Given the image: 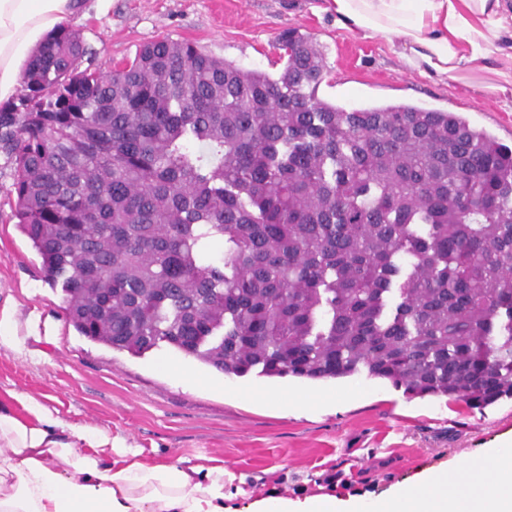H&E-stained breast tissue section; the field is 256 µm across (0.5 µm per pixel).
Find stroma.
Here are the masks:
<instances>
[{"label":"stroma","mask_w":512,"mask_h":512,"mask_svg":"<svg viewBox=\"0 0 512 512\" xmlns=\"http://www.w3.org/2000/svg\"><path fill=\"white\" fill-rule=\"evenodd\" d=\"M68 25L92 49L86 67L108 71L167 37L269 74L287 27L323 49L318 95L347 108L409 103L457 112L512 148V106L479 84L408 69L393 40L337 27L322 0H81ZM16 224L0 220V308L18 323L39 320L30 356L0 345V392L49 400L70 423L106 429L149 460L224 462V505L248 512L269 495L376 497L450 470L512 442V399L482 408L446 398H409L363 375L324 382L227 377L161 346L137 357L81 336L65 316L61 287ZM167 362L169 370L158 367Z\"/></svg>","instance_id":"1"}]
</instances>
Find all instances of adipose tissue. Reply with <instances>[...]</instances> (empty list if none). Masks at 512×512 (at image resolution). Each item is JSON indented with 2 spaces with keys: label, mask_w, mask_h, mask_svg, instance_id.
Masks as SVG:
<instances>
[{
  "label": "adipose tissue",
  "mask_w": 512,
  "mask_h": 512,
  "mask_svg": "<svg viewBox=\"0 0 512 512\" xmlns=\"http://www.w3.org/2000/svg\"><path fill=\"white\" fill-rule=\"evenodd\" d=\"M339 27L395 37L420 74L475 79L505 54L512 0H323ZM79 8L77 0H0V102L31 54ZM0 512H225L224 463L149 461L125 438L63 421L26 393L0 398ZM250 512H512V450L491 448L456 469L369 500L266 496Z\"/></svg>",
  "instance_id": "adipose-tissue-1"
}]
</instances>
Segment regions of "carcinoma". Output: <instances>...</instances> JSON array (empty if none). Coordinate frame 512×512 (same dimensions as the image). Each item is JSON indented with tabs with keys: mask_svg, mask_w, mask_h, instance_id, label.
Returning <instances> with one entry per match:
<instances>
[{
	"mask_svg": "<svg viewBox=\"0 0 512 512\" xmlns=\"http://www.w3.org/2000/svg\"><path fill=\"white\" fill-rule=\"evenodd\" d=\"M162 38L109 73L62 27L0 104L10 213L83 336L226 376L364 372L409 397L512 398V149L457 112L318 97Z\"/></svg>",
	"mask_w": 512,
	"mask_h": 512,
	"instance_id": "carcinoma-1",
	"label": "carcinoma"
}]
</instances>
